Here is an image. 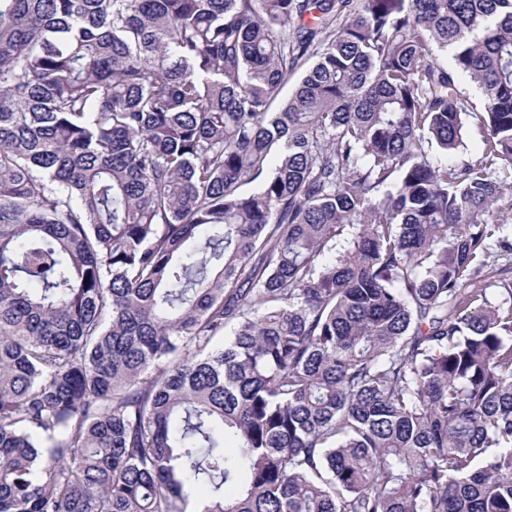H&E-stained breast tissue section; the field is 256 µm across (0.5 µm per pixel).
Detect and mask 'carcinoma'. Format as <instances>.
I'll list each match as a JSON object with an SVG mask.
<instances>
[{
	"mask_svg": "<svg viewBox=\"0 0 512 512\" xmlns=\"http://www.w3.org/2000/svg\"><path fill=\"white\" fill-rule=\"evenodd\" d=\"M508 191L512 0H0V512H512Z\"/></svg>",
	"mask_w": 512,
	"mask_h": 512,
	"instance_id": "carcinoma-1",
	"label": "carcinoma"
}]
</instances>
